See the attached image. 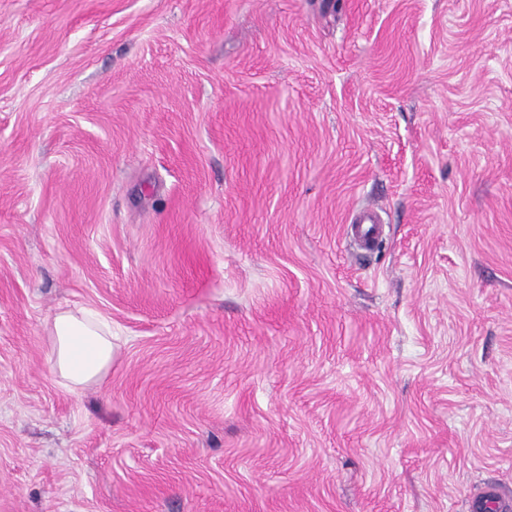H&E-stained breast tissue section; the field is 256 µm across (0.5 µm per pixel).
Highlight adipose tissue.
<instances>
[{"label": "adipose tissue", "mask_w": 512, "mask_h": 512, "mask_svg": "<svg viewBox=\"0 0 512 512\" xmlns=\"http://www.w3.org/2000/svg\"><path fill=\"white\" fill-rule=\"evenodd\" d=\"M49 361L62 385L77 391L100 381L112 366V328L90 309L59 312L50 324Z\"/></svg>", "instance_id": "obj_1"}]
</instances>
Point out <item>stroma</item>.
<instances>
[{
	"label": "stroma",
	"instance_id": "obj_1",
	"mask_svg": "<svg viewBox=\"0 0 512 512\" xmlns=\"http://www.w3.org/2000/svg\"><path fill=\"white\" fill-rule=\"evenodd\" d=\"M78 308L116 356L73 393L48 326ZM488 485L512 496V0H0V512ZM350 234L358 249L372 251L384 237V224L372 209L362 210L350 225Z\"/></svg>",
	"mask_w": 512,
	"mask_h": 512
}]
</instances>
